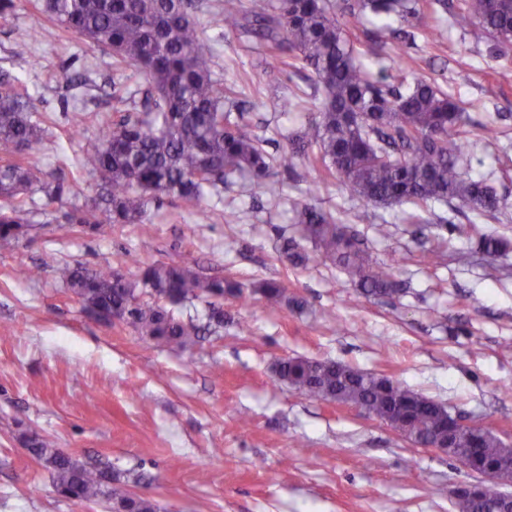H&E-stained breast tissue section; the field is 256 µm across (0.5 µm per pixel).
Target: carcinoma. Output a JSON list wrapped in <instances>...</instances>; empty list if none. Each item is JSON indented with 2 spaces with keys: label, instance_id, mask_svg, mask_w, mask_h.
I'll list each match as a JSON object with an SVG mask.
<instances>
[{
  "label": "carcinoma",
  "instance_id": "cac0c4a2",
  "mask_svg": "<svg viewBox=\"0 0 512 512\" xmlns=\"http://www.w3.org/2000/svg\"><path fill=\"white\" fill-rule=\"evenodd\" d=\"M223 2L215 22L228 30L258 32L280 68L309 66L322 91L309 113L310 132L293 139L287 153L269 154L265 139L245 130L244 113L226 105L233 90L215 76L195 0H37L52 21L110 51L115 69L134 70L150 93L145 105L150 119L124 115L80 147L79 169L99 174L110 187L108 222L141 224L148 203L163 196L199 211L207 193L237 178L279 200L274 170L298 157L314 169L323 166L367 204L424 208L432 201H458L479 216L496 217L495 186L471 177L463 165L470 139L493 128L470 130L469 116L454 95L422 79L403 89L388 83L384 73L373 77L329 0H252L249 10L239 0ZM347 10L353 17L371 14L384 22L396 18L428 26L429 15L417 8V0H353ZM452 18L461 29L483 28L500 46L512 44V0H457ZM45 133L29 97L0 71L1 249L28 232L21 196L37 177L23 164V155ZM293 210L302 239L363 295L400 294L395 266L373 259L359 233L316 205L296 202ZM465 232L479 237L488 256L512 249L511 241L485 236L475 224ZM56 274L93 317L118 315L124 325L165 346L193 345L211 332L171 306L204 302L219 328L224 294L240 292L236 283L163 262L147 265L133 279L110 267L81 265L62 266ZM258 291L272 309L286 300L285 287L276 281L261 283ZM273 371L312 398L348 405L421 436L436 434L447 410L388 377L342 362L287 358ZM21 439L24 449L45 464L59 495L101 504L108 512H157L152 498L129 492L111 470L81 464L36 433L24 432ZM456 447L475 449L471 472L495 469L502 479L512 478V446L496 434L463 429Z\"/></svg>",
  "mask_w": 512,
  "mask_h": 512
}]
</instances>
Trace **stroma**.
<instances>
[{"mask_svg":"<svg viewBox=\"0 0 512 512\" xmlns=\"http://www.w3.org/2000/svg\"><path fill=\"white\" fill-rule=\"evenodd\" d=\"M36 0H16L0 23V71L16 77L48 136L26 152L39 183L25 195L28 233L0 249V512H104L63 498L48 471L23 449L21 430L54 442L81 462L112 469L159 512H458L449 495L479 482L447 454L412 446L383 422L276 381L277 360L343 361L386 376L489 427L512 445V252L479 253L462 229L512 239V46L495 48L480 28L463 31L437 12L409 32L376 18L340 20L371 70L408 59L411 77L455 93L477 122L495 120L497 137L470 145L473 177L494 182L497 219H477L459 203L429 204L411 222L412 205L365 204L335 180H320L306 161L277 170L283 198L236 183L202 201L203 212L171 197L150 201V231L137 224H73L69 214L98 197L97 174L79 170L81 142L141 101L144 85L119 73L109 51L91 47L43 15ZM218 0H202L218 76L234 87L249 132L269 138V153L288 152L305 112L281 114L295 94L307 105L321 94L309 68H273L258 38L214 24ZM28 42L19 57L15 47ZM64 184L61 200L49 192ZM330 211L368 241L374 258L394 260L404 291L367 297L332 264L312 257L291 265L283 238L299 228L292 205ZM245 212L224 221L225 207ZM386 224L379 237L374 227ZM445 237L438 263L423 257ZM188 265L237 283L225 296L224 326L197 344L170 348L125 325L95 320L58 281L57 267L111 266L137 276L141 265ZM38 276H29V269ZM274 280L288 302L266 307L255 287Z\"/></svg>","mask_w":512,"mask_h":512,"instance_id":"obj_1","label":"stroma"}]
</instances>
